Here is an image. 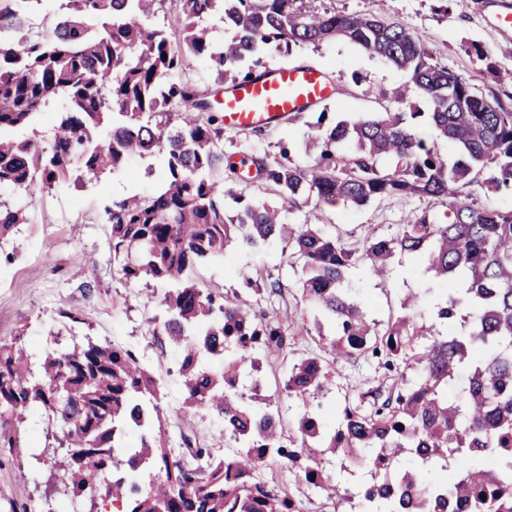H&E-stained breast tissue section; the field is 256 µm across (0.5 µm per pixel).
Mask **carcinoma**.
<instances>
[{"label":"carcinoma","instance_id":"cac0c4a2","mask_svg":"<svg viewBox=\"0 0 512 512\" xmlns=\"http://www.w3.org/2000/svg\"><path fill=\"white\" fill-rule=\"evenodd\" d=\"M32 0H0V187L33 200L83 177L123 169L128 158L165 152L166 177L150 198L130 195L104 207L112 265L127 283L171 284L159 300L150 335L178 349L184 405L224 419L218 454L196 434L180 433L177 455L162 419L161 385L130 349L91 336L52 350L31 348L20 332L0 341V458L23 467L21 427L30 414L46 421L53 439L50 492L36 512H63L86 498V512L109 503L120 512H303L312 497L331 512H399L378 497L372 464L385 459L421 486L415 512H435L444 496L487 483L498 491L468 499V512H512V456L487 468L484 457L512 441V209L480 205L473 191L512 190V110L478 95L434 61L420 35L378 13H320L303 0H64L49 35H21ZM169 11L174 23L151 26ZM217 15L232 36L215 42L203 18ZM94 17L92 30L85 18ZM344 39L407 71L427 111L396 106L369 118L311 124L308 165L249 154L257 178L279 205L226 188L224 112L212 99L224 83L253 76L258 56L288 55L304 45ZM484 69L497 74L492 50L472 45ZM194 59L208 63L213 88L184 77ZM251 65H245L246 61ZM51 135L20 139L57 101ZM457 152L448 158L442 145ZM239 205L224 211V196ZM430 197L446 208L399 225L390 236L347 242L311 224H286L285 209L341 202L361 208L383 197ZM24 223V206L0 200V241ZM282 243L299 263L301 300L312 319L299 331L318 350L292 363L271 394L246 395L243 382L275 372L291 346L279 308L260 313L240 299L198 284L196 267L224 260L232 245L251 250ZM408 255L429 275L407 296L402 314L378 328L346 281L366 266L385 276L396 255ZM244 291L282 296L280 281L241 273ZM429 320L417 321L421 306ZM240 336H258V348ZM365 359L383 371L381 386L338 404L328 363ZM299 412L288 442L277 426L284 410ZM318 422V431L307 426ZM269 448L263 459L245 452ZM358 454L368 465L346 460ZM128 455L141 469L125 470ZM315 457L339 473L310 494L299 458ZM269 471L257 487L239 476Z\"/></svg>","mask_w":512,"mask_h":512}]
</instances>
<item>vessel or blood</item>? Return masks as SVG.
<instances>
[{
  "mask_svg": "<svg viewBox=\"0 0 512 512\" xmlns=\"http://www.w3.org/2000/svg\"><path fill=\"white\" fill-rule=\"evenodd\" d=\"M503 39L512 38V5L486 19ZM334 86L321 70L309 66H277L224 88L221 105L226 128L245 132L280 123L289 114L308 112L333 99Z\"/></svg>",
  "mask_w": 512,
  "mask_h": 512,
  "instance_id": "1",
  "label": "vessel or blood"
}]
</instances>
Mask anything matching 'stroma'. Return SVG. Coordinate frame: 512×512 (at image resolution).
<instances>
[{"label":"stroma","instance_id":"stroma-1","mask_svg":"<svg viewBox=\"0 0 512 512\" xmlns=\"http://www.w3.org/2000/svg\"><path fill=\"white\" fill-rule=\"evenodd\" d=\"M481 0H449L447 11H437L438 0H307V8L317 11L369 13L381 11L386 21L417 32L432 50L437 62L465 78L479 94L499 99L512 109V41H498L480 11ZM493 50L499 75L487 73L469 56L471 45ZM263 65L297 66L309 64L323 70L335 83L337 93L328 103L329 118L350 120L375 115L390 106V93L410 86V76L388 61L369 55L342 39L318 47L295 49L291 55L266 54ZM313 113L275 129L243 134L224 132V154L233 159L250 153L277 155L278 144L290 142V160L302 166L309 157L303 137ZM164 157L154 153L133 158L113 174L67 184L37 197L26 205V224L11 240L20 258L0 267V340L8 341L25 333L36 349L53 347L59 331L58 314L76 313L80 324L72 329L77 336H93L115 341L141 355L148 368L164 383L163 415L171 437H178L184 425L183 393L176 376V353L168 339L151 340L150 319L158 314L160 286L152 280L126 283L115 272L109 251L110 227L103 222V205L111 198L137 193L151 196L162 182ZM443 214V207L426 197L382 198L356 209L343 204L306 206L286 214L289 224H317L330 234L354 241L368 233L388 235L407 218L421 212ZM414 262L397 256L391 274L377 279L366 270L354 274L356 295L370 300V319L387 322L398 314L402 297L422 288L425 278L413 272ZM264 268L281 276L289 291L299 286L300 270L282 263L279 251L261 256L228 247L223 261L196 268L206 285L232 292L239 287L244 269ZM333 396L344 402L354 390L377 386L375 364L358 360L340 362L330 369ZM44 464L0 467V512H12L13 505H37L36 485L41 482Z\"/></svg>","mask_w":512,"mask_h":512}]
</instances>
